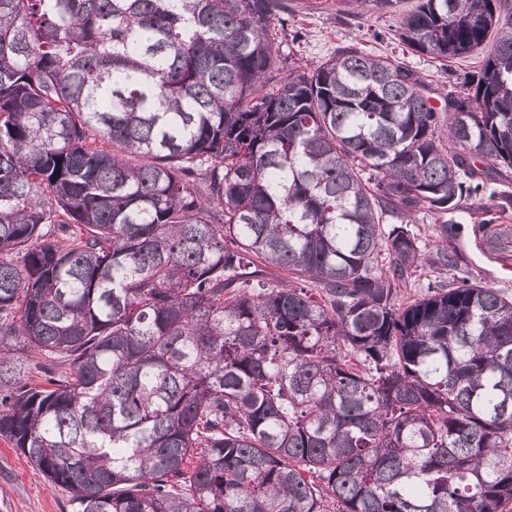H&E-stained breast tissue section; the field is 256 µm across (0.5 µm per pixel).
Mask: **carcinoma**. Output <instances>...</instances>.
<instances>
[{
  "mask_svg": "<svg viewBox=\"0 0 512 512\" xmlns=\"http://www.w3.org/2000/svg\"><path fill=\"white\" fill-rule=\"evenodd\" d=\"M287 12L0 0V437L80 512H509L512 297L399 287L455 267L419 215L512 218V0L403 17L482 55L440 108L353 46L275 80ZM451 277L452 274H448V272L439 274L433 272L429 267L420 269L411 279L400 285V299L411 300L420 297L428 290V287L437 288L441 285H447L452 280Z\"/></svg>",
  "mask_w": 512,
  "mask_h": 512,
  "instance_id": "cac0c4a2",
  "label": "carcinoma"
}]
</instances>
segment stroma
I'll list each match as a JSON object with an SVG mask.
<instances>
[{"instance_id":"1","label":"stroma","mask_w":512,"mask_h":512,"mask_svg":"<svg viewBox=\"0 0 512 512\" xmlns=\"http://www.w3.org/2000/svg\"><path fill=\"white\" fill-rule=\"evenodd\" d=\"M418 0H400L396 10H353L339 0H288L284 16L287 33L281 45V69L306 71L339 48L353 45L362 52L397 58L408 63L428 83L435 106L443 94L458 90L464 74L474 71L476 55L448 61L411 52L396 35L401 15ZM479 206L461 214L451 239L459 272L481 284L512 295V243L499 248L475 237L483 219ZM0 512H78L70 493L51 484L44 475L0 438Z\"/></svg>"}]
</instances>
